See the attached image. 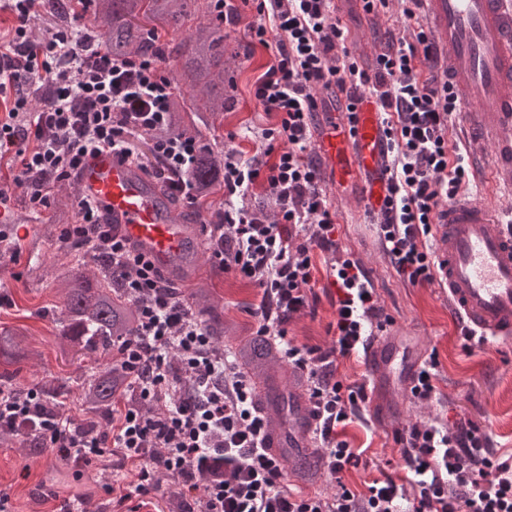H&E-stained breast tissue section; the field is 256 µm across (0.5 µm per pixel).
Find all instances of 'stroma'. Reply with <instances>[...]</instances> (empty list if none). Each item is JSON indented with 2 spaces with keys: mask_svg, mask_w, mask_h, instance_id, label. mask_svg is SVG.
<instances>
[{
  "mask_svg": "<svg viewBox=\"0 0 512 512\" xmlns=\"http://www.w3.org/2000/svg\"><path fill=\"white\" fill-rule=\"evenodd\" d=\"M335 8L348 31L346 46L361 68L372 66L376 56L386 50L391 35L407 33L400 5L375 15L365 13L360 0H337ZM224 58L225 92L232 105L206 131L204 140L217 150L223 149L225 142H233L250 157L261 147L258 131L275 122L254 98L255 82L265 70L268 55L260 47L246 54L241 33L228 28L224 31ZM325 191L336 208L335 238L341 250L363 262L385 315L411 345L428 353L437 352L438 394L428 406L406 402L399 415L385 416L373 406H366L363 419L346 429L352 446L363 451L359 465L338 478L322 474L317 491L331 494L341 484L361 491L380 473L403 475L394 432L434 415L451 425L462 419L476 422L491 436L497 456L511 458L512 343L476 345L466 341L441 288L413 286L397 276L381 248L377 226L356 192L337 184L326 185ZM54 221V207L37 210L33 221L19 227V249L0 254V327L22 326L31 335L29 357L12 364L1 363L0 374H14L16 385L24 388L45 381L64 385L67 410L76 415L84 380L96 362L63 351L57 339L62 297L52 279L65 258L49 253L40 271L31 269L29 245ZM324 259L323 253H316V286L322 294L315 313L298 316L288 326L289 339L299 345H331L327 327L336 320V303L325 292ZM197 276L208 280L221 298L225 320L236 325L239 334H251L256 324L251 310L259 302L257 288L224 274L208 256L201 259ZM119 462V456H106L90 468L88 477L80 479L76 467L55 451L43 448L37 455H30L6 442L0 432V498H6L8 512H59L62 499L70 491L79 490L87 497L88 512H127L104 489L107 475Z\"/></svg>",
  "mask_w": 512,
  "mask_h": 512,
  "instance_id": "obj_1",
  "label": "stroma"
}]
</instances>
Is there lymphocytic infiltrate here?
I'll return each instance as SVG.
<instances>
[{"label": "lymphocytic infiltrate", "mask_w": 512, "mask_h": 512, "mask_svg": "<svg viewBox=\"0 0 512 512\" xmlns=\"http://www.w3.org/2000/svg\"><path fill=\"white\" fill-rule=\"evenodd\" d=\"M40 2L8 0L16 27L0 44V103L11 116L0 124V158L17 163V186L44 205L88 153L109 147L133 159L132 137L146 135L156 177L197 202L188 174L198 141L162 134L175 94L164 56L114 58L90 27L57 30L33 44L29 18ZM249 6L255 14L245 24ZM214 11L229 26L244 25L248 47L268 52L254 97L276 123L262 129V149L253 156L224 147V209L212 256L222 271L258 287L255 331L305 374L325 466L337 475L359 463L360 450L341 429L361 417L368 400L364 385L339 377L338 362L365 349L383 310L361 260L340 251L334 238L336 210L309 150L318 94L341 93L349 112L364 96L377 100L389 146L387 194L376 218L380 244L400 279L431 287L441 283L434 217L473 176L468 158L448 148L456 101L428 27L399 38L367 71L349 59L332 0H214ZM256 185L272 209L236 206ZM63 240L110 255L126 270L123 286L138 306L139 329L118 346L117 358L140 404L113 409L110 428L91 431L62 413L40 416L38 387L0 391L1 431L31 436L86 466L116 449L138 472L130 483L114 468L113 484H128L130 494L150 503L167 480L199 499L202 512H399L403 489L391 478L332 495L284 489L285 466L262 446L268 423L246 373L231 353L213 354L188 303L88 202L79 201L78 220ZM318 249L332 253L327 272L336 278L337 318L326 351L287 338L288 322L315 297ZM395 441L415 489L408 512H512V464L495 462L478 425L462 420L450 428L434 419Z\"/></svg>", "instance_id": "1"}]
</instances>
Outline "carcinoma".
I'll return each instance as SVG.
<instances>
[{"mask_svg":"<svg viewBox=\"0 0 512 512\" xmlns=\"http://www.w3.org/2000/svg\"><path fill=\"white\" fill-rule=\"evenodd\" d=\"M189 0H98L97 33L107 50L116 58L131 54L150 55L157 52L155 41L146 35V19L160 24L164 30L184 28L190 17ZM72 4L67 0H51L47 12L34 19V25L47 32L67 19ZM169 53L181 59L178 79L196 93L201 105H188L181 96L170 101V117L163 134L186 138L198 137L210 128L214 120L226 110L224 96V35L212 22L199 23L195 30L180 41L170 42ZM223 152L209 146L196 154L189 178L197 188L198 196L208 198L223 184ZM165 207L177 213L185 224L196 223V217L178 210V204L166 186L158 184ZM55 214L57 224L49 225L44 238L34 246L55 247L61 242L62 224H73L77 211L65 184L59 185ZM69 261L62 264L56 287L64 295V308L59 319L58 338L62 348L82 356L112 355L119 344L138 331V312L122 287L123 271L112 262L85 251L68 250ZM198 314L204 316V325L213 341L214 351L224 340L234 342L237 362L246 372L273 381L283 368L278 350L263 336H237L232 325L224 321V308L215 292L204 281L196 283L191 292ZM29 333L24 327L0 329V359L18 361L28 356ZM40 402L47 414H56L62 407L63 387L45 382L39 386ZM134 402L128 373L121 364L109 360L89 374L81 395L85 418L78 422L82 429L92 430L110 424L112 405ZM286 464L299 478L314 480L318 475L317 455L290 454L280 449Z\"/></svg>","mask_w":512,"mask_h":512,"instance_id":"cac0c4a2","label":"carcinoma"}]
</instances>
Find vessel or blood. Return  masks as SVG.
Returning a JSON list of instances; mask_svg holds the SVG:
<instances>
[{"mask_svg": "<svg viewBox=\"0 0 512 512\" xmlns=\"http://www.w3.org/2000/svg\"><path fill=\"white\" fill-rule=\"evenodd\" d=\"M427 14L457 92L463 125L472 145L489 144L488 196H512V0H425ZM316 150L328 160L329 180L349 174L346 157H354L370 175L369 211H377L386 194L384 168L387 139L377 102L358 104L344 132L330 125L314 133ZM79 198L96 206L104 223L165 276L199 261L206 231L185 224L161 205L155 179L136 163L104 149L87 156L75 176ZM438 260L448 300L469 336L479 343L512 340V225L487 203L461 194L450 200L435 224ZM365 360L372 393L407 391L425 363L404 347L393 331L371 340ZM291 410L288 431L270 433L272 449L289 446L315 450V417L303 373L288 370Z\"/></svg>", "mask_w": 512, "mask_h": 512, "instance_id": "1", "label": "vessel or blood"}]
</instances>
